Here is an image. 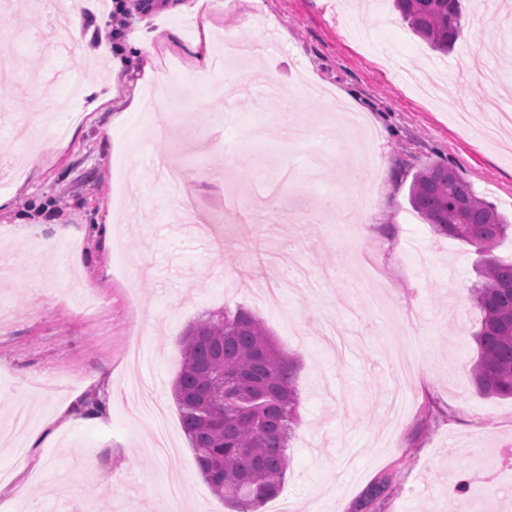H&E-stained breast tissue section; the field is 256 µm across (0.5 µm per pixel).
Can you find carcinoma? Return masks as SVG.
Here are the masks:
<instances>
[{"mask_svg":"<svg viewBox=\"0 0 512 512\" xmlns=\"http://www.w3.org/2000/svg\"><path fill=\"white\" fill-rule=\"evenodd\" d=\"M394 7L434 51L448 52L462 36L461 0H394ZM408 200L435 233L475 248L479 328L470 382L484 397L512 398V261L494 255L512 221L443 163L414 175ZM181 343L173 395L200 474L234 512H258L288 471V443L300 422L296 366L264 322L239 306L191 324ZM104 409L95 393L78 407L85 416Z\"/></svg>","mask_w":512,"mask_h":512,"instance_id":"obj_1","label":"carcinoma"}]
</instances>
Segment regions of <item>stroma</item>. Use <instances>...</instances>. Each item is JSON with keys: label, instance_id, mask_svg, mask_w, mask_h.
<instances>
[{"label": "stroma", "instance_id": "35a3bbf8", "mask_svg": "<svg viewBox=\"0 0 512 512\" xmlns=\"http://www.w3.org/2000/svg\"><path fill=\"white\" fill-rule=\"evenodd\" d=\"M163 0L144 10L128 0L122 40L147 43L166 87L129 71L113 89L112 50L55 51L52 17L0 0V148L10 151L9 202L0 209V428L19 407L29 426L55 428L44 448L0 446V512H156L168 477L185 486V512H233L198 471L174 401L178 338L224 307L259 316L298 370L302 423L275 500L260 512H355L380 480L381 512H512V399L477 394L468 369L479 316L471 300L472 246L434 233L408 203L414 174L439 161L476 194L512 213V129L493 142L457 125L477 112L475 74L512 55V13L480 23L467 0L465 35L440 55L391 7L374 0H262L260 20L241 0ZM210 41L250 35L260 53L228 73L194 68L195 33ZM287 89L294 109L257 95ZM313 81L329 97L299 93ZM235 92L222 109L217 86ZM154 96L168 111L163 135L146 111L116 122L126 96ZM85 120L70 124L71 113ZM51 117L65 141L13 139L12 127ZM176 157L191 186L192 236L170 214L182 201L157 178L154 156ZM382 165L369 182L357 168ZM111 223L110 237L95 227ZM56 235L52 274L33 244ZM291 267L304 288L280 310L259 303ZM100 306L86 315L79 289ZM414 344L411 403L391 418L392 339ZM103 414L62 425L85 394ZM433 399L429 425L422 405ZM474 492L459 495L456 485Z\"/></svg>", "mask_w": 512, "mask_h": 512}]
</instances>
